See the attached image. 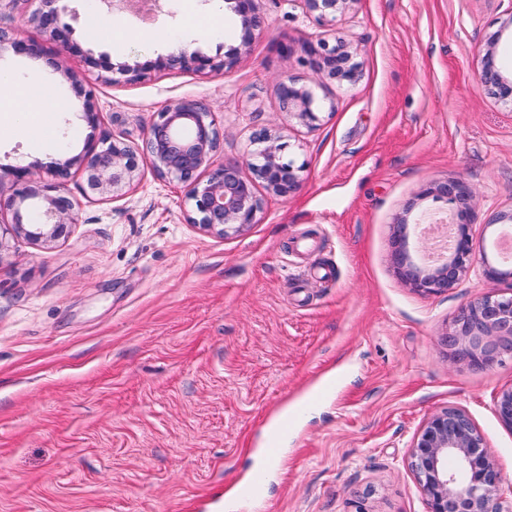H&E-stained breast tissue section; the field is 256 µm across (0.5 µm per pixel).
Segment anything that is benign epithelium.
I'll return each mask as SVG.
<instances>
[{"mask_svg":"<svg viewBox=\"0 0 512 512\" xmlns=\"http://www.w3.org/2000/svg\"><path fill=\"white\" fill-rule=\"evenodd\" d=\"M46 9L32 12L27 22L55 41H65L57 25L60 13L68 10L66 0H41ZM307 14L320 24L336 20L356 0H299ZM224 11L236 23L234 42L225 46L224 57H210L189 48L175 55L158 56L144 62L135 59L114 64L98 79L110 83L136 82L152 73L173 67L197 74H217L234 68L263 31L260 0H224ZM498 42L486 46L477 74L479 89L502 101L512 102V73L498 60ZM303 51L309 63L325 79L353 86L361 76L358 50L341 38L334 43L306 42ZM40 46L18 39L0 29V57L5 54L37 56ZM280 109L299 123L313 127L320 120L322 106L314 90L295 79L283 77L277 83ZM253 142L259 148L240 163L215 165L220 133L210 107L177 101L158 110L146 132L150 163L161 178L182 184L189 204L188 223L201 230L227 236L257 223L264 199L257 186L277 197H287L300 183L304 165L283 155L279 138L266 132ZM85 175V191L117 197L133 185L139 162L135 150L121 139L107 134L82 154L60 157L48 168L53 177L64 176L73 167ZM249 174H244L243 169ZM12 193L8 207L11 220L0 223V259L9 251V240L24 237L38 245H49L69 236L78 223L79 203L58 182H34L26 166L10 168ZM432 197L448 206L455 226L453 246L437 264L417 263L402 236L394 242V261L401 278L427 294L454 287L473 265L470 236L471 187L462 180L437 181L423 188L417 199ZM484 278L512 285V268L494 265L488 255L481 258ZM449 357L474 368H484L496 360L512 356V295L488 292L475 296L457 314L444 333ZM499 421L512 429V386L495 397ZM409 466L417 480L428 512H512V500L503 496L502 473L487 448L485 437L468 414L454 406L432 413L414 435Z\"/></svg>","mask_w":512,"mask_h":512,"instance_id":"1","label":"benign epithelium"}]
</instances>
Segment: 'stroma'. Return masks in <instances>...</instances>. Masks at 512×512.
<instances>
[{"mask_svg":"<svg viewBox=\"0 0 512 512\" xmlns=\"http://www.w3.org/2000/svg\"><path fill=\"white\" fill-rule=\"evenodd\" d=\"M39 6L0 10L1 29L44 47L0 69L45 82L43 135H0V167L46 179L48 157L82 153L100 129L138 151L139 176L112 199L85 194L71 171L70 236L20 238L0 259V512H225L268 422L328 381L333 391L280 437L261 512H427L408 445L446 406L484 434L511 497L512 429L494 399L512 385V358L475 369L449 362L442 341L490 284L477 267L447 292H420L399 276L392 241L423 186L461 179L475 193L473 246L493 250L489 221L512 209V106L479 91L476 74L512 0H356L332 25L298 0H261L265 30L233 69L118 84L98 80L97 64L184 43L216 55L223 38L194 27L224 0H157L146 19L71 0L60 18L77 47L68 55L28 23ZM337 37L363 62L349 88L320 82L301 48ZM283 42L295 52L281 54ZM60 55L78 82L55 71ZM287 75L323 102L316 127L280 111ZM88 90L95 129L82 117ZM180 100L211 107L218 162L256 151L257 133L282 136L304 167L298 189L266 196L257 223L235 234L189 224L182 185L142 153L157 110Z\"/></svg>","mask_w":512,"mask_h":512,"instance_id":"35a3bbf8","label":"stroma"}]
</instances>
